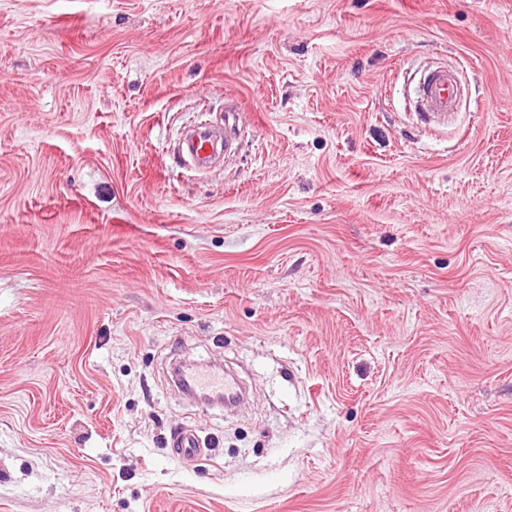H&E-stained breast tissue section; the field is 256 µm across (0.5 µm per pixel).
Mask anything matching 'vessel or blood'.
<instances>
[{
  "mask_svg": "<svg viewBox=\"0 0 512 512\" xmlns=\"http://www.w3.org/2000/svg\"><path fill=\"white\" fill-rule=\"evenodd\" d=\"M415 95L419 110L428 121L447 123L454 116L460 97L456 71L444 64L426 68L418 80ZM186 148L197 168H208L218 153V136L207 130L201 131L187 138ZM178 384L184 390L227 402L238 400L242 394L234 378L196 364L183 367L178 374ZM171 445L180 458H192L203 451L199 435L190 429L175 432Z\"/></svg>",
  "mask_w": 512,
  "mask_h": 512,
  "instance_id": "b4317fda",
  "label": "vessel or blood"
}]
</instances>
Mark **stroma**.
Segmentation results:
<instances>
[{
	"instance_id": "35a3bbf8",
	"label": "stroma",
	"mask_w": 512,
	"mask_h": 512,
	"mask_svg": "<svg viewBox=\"0 0 512 512\" xmlns=\"http://www.w3.org/2000/svg\"><path fill=\"white\" fill-rule=\"evenodd\" d=\"M0 512H512V0H0ZM415 95L419 110L428 122L447 124L455 115L460 97L457 72L445 64L426 68L418 80ZM186 148L193 164L199 169H206L217 156L218 136L216 132L201 131L187 138ZM179 386L195 394L224 399L228 402L236 401L242 395V391L235 379L217 373L197 364H188L178 374ZM171 448L179 458H192L202 453L203 444L199 435L191 429H182L171 437Z\"/></svg>"
}]
</instances>
